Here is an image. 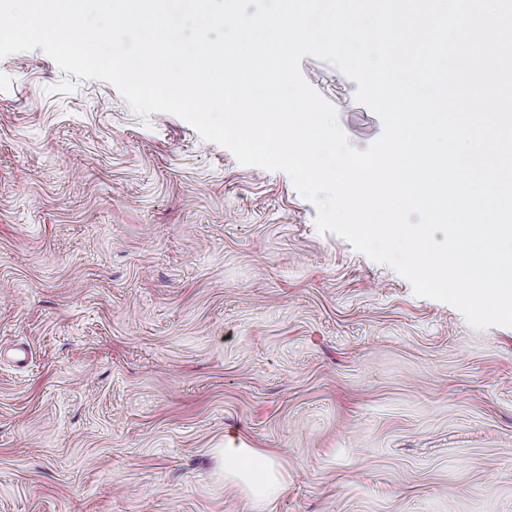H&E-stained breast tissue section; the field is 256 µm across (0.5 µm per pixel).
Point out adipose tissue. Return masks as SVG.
<instances>
[{"instance_id": "ef3b65f1", "label": "adipose tissue", "mask_w": 512, "mask_h": 512, "mask_svg": "<svg viewBox=\"0 0 512 512\" xmlns=\"http://www.w3.org/2000/svg\"><path fill=\"white\" fill-rule=\"evenodd\" d=\"M214 458L225 479L243 488L254 512H266L286 488L274 457L239 438L225 439L223 447L215 449Z\"/></svg>"}]
</instances>
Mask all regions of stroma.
I'll use <instances>...</instances> for the list:
<instances>
[{
  "label": "stroma",
  "mask_w": 512,
  "mask_h": 512,
  "mask_svg": "<svg viewBox=\"0 0 512 512\" xmlns=\"http://www.w3.org/2000/svg\"><path fill=\"white\" fill-rule=\"evenodd\" d=\"M354 148L358 85L303 57ZM289 176L42 49L0 58V512H512V327L319 232ZM213 456L224 479L243 488L256 512H265L286 489L274 457L239 438L225 439L224 448H215Z\"/></svg>",
  "instance_id": "1"
}]
</instances>
